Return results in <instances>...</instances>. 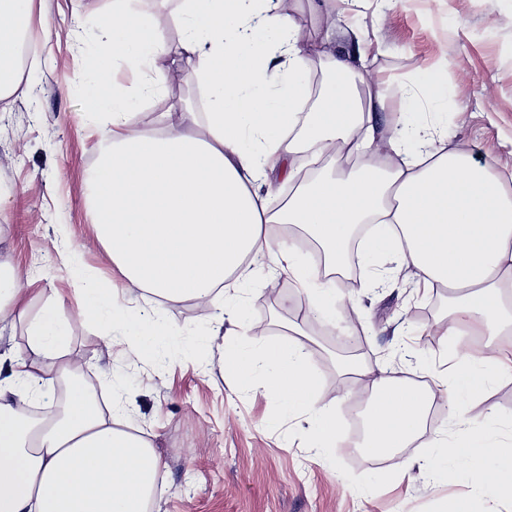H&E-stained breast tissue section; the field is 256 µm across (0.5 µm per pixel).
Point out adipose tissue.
I'll list each match as a JSON object with an SVG mask.
<instances>
[{
	"instance_id": "ef3b65f1",
	"label": "adipose tissue",
	"mask_w": 512,
	"mask_h": 512,
	"mask_svg": "<svg viewBox=\"0 0 512 512\" xmlns=\"http://www.w3.org/2000/svg\"><path fill=\"white\" fill-rule=\"evenodd\" d=\"M298 2L178 0L181 48L210 94L204 140L185 130L196 119L190 110L176 118L163 113L158 133L138 127L140 101L159 95L168 79L158 63L170 48L145 0H112L100 18L104 37L92 50L95 115L103 123L88 192L97 241L128 287L148 296L154 316L187 300L223 310L249 279L251 260L269 254L305 293L310 314L330 323L336 285L326 272L342 259L354 228L372 219L386 228L385 250L419 283L455 292L446 335L462 326L476 336L505 335L512 328V193L466 154L434 150L440 133L422 101L444 99L446 75L418 70L416 94L390 112L361 77L368 47L338 52L330 25L308 41L295 23ZM35 8L36 0H0V99L20 89V34ZM118 57L151 72L140 94L112 88L110 63ZM317 59L349 80L333 83L309 111L308 74ZM356 151L368 160L346 174L307 177L297 165ZM285 160L296 189L273 212L261 191ZM275 224L319 245L320 262L273 236ZM60 258L87 283L78 314L118 330L128 356L175 341L174 332L132 315L111 282L75 265L68 252ZM26 279L0 260V322L26 311ZM59 308L47 302L28 321L24 353L0 356V512H148L162 461L122 401L104 409L72 386L58 418L23 414L30 400L76 369ZM262 361L266 393L286 410L308 407L314 448L335 447V417L308 405L313 377L303 344L269 345ZM489 365V358L463 352L443 382L452 412L469 413L487 386ZM348 372L371 378L365 447L381 455L408 447L425 418V396L393 386L380 365Z\"/></svg>"
}]
</instances>
